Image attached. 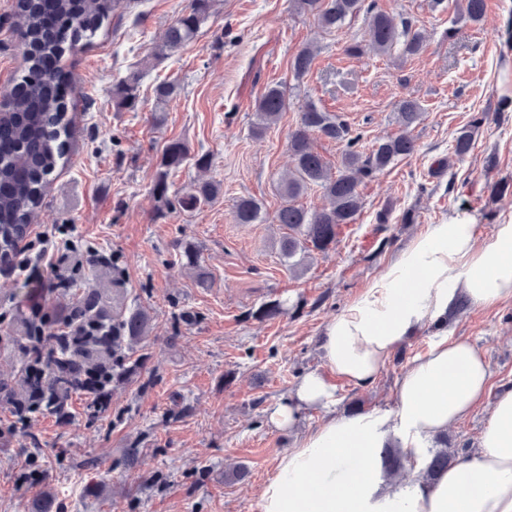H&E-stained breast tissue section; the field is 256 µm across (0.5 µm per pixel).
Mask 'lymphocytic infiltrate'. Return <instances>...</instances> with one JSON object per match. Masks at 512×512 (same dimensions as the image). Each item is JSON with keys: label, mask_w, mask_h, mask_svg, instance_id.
<instances>
[{"label": "lymphocytic infiltrate", "mask_w": 512, "mask_h": 512, "mask_svg": "<svg viewBox=\"0 0 512 512\" xmlns=\"http://www.w3.org/2000/svg\"><path fill=\"white\" fill-rule=\"evenodd\" d=\"M111 266L108 254L85 255L72 243L49 244L44 234L12 247L0 254V272H25L37 283L47 284L50 292L70 291L77 285V276L86 263ZM31 319L26 328L31 337L27 346L25 377L34 373L53 371L57 377L67 380L69 388L55 393L56 415L61 423H69L73 413L69 409L72 395L80 394L90 400L89 407L101 412L109 405L111 368L91 373L81 369L72 359V352L95 351L103 355L112 353V325L106 318L90 319L88 314L74 304L61 306L55 313L45 311L39 301L30 304Z\"/></svg>", "instance_id": "f902f5d3"}]
</instances>
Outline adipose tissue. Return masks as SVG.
<instances>
[{"label": "adipose tissue", "instance_id": "ef3b65f1", "mask_svg": "<svg viewBox=\"0 0 512 512\" xmlns=\"http://www.w3.org/2000/svg\"><path fill=\"white\" fill-rule=\"evenodd\" d=\"M460 299L480 307L512 301V219L483 241L464 212L427 225L327 324L323 367L305 374L269 421L292 428L309 407L327 418L280 457L261 512H512L511 391L493 403L476 455L411 489L382 476L381 449L419 454L487 398L486 360L448 333V311ZM430 327L434 337L404 371L395 409L334 414L337 381L372 384L398 347Z\"/></svg>", "mask_w": 512, "mask_h": 512}]
</instances>
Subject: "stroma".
Wrapping results in <instances>:
<instances>
[{
  "instance_id": "obj_1",
  "label": "stroma",
  "mask_w": 512,
  "mask_h": 512,
  "mask_svg": "<svg viewBox=\"0 0 512 512\" xmlns=\"http://www.w3.org/2000/svg\"><path fill=\"white\" fill-rule=\"evenodd\" d=\"M394 19L425 30V50L412 58L366 51L344 54V42L363 38L364 15L341 31L318 27L289 0H214L213 14L197 37L168 58L153 60L154 46L188 0H135L64 64L72 82L68 153L51 177L27 234L67 236L84 251L118 256L126 280L113 284L109 268H87L84 288L115 287L114 305L148 315V332L127 352L144 361L140 376L113 384L104 413L86 414L87 399H72L75 419L33 418L10 434L0 407V512H34L44 495L61 512H260L259 493L281 455L325 413L306 408L295 427L279 430L268 414L285 401L301 377L322 366L321 336L343 308L379 278L397 253L427 225L461 211L478 219L480 235L512 215V193L490 197L487 185L512 180V108L499 111L512 48L495 31L512 15V0H486L481 25L458 21L459 0H376ZM15 0H0V106L25 69L14 27ZM459 33H442L450 24ZM318 46L311 70L295 77L290 60L305 42ZM143 69L136 109L115 111L112 89ZM179 83L180 93L157 106L156 80ZM281 85L288 110L263 134L252 126L265 87ZM413 99L423 115L413 126L415 153L363 183L364 207L342 226L336 246L307 254L289 268L279 251L282 226L274 216L277 186L288 169V131L298 109L314 101L363 135L364 147L399 131L397 105ZM488 118L475 133L471 154L444 175L433 169L457 132L479 113ZM187 144L189 156L168 177L169 193L196 182L219 183V195L191 213L158 207L154 177L166 146ZM208 167H199L198 155ZM498 166L484 167L488 155ZM257 200L259 224L233 219L239 198ZM389 209L388 223L376 220ZM413 211L416 221L402 215ZM198 254L186 264L185 248ZM208 274L199 283L197 270ZM35 289L26 275H0V382L23 391L22 321ZM272 300L283 307L273 319L255 318ZM189 311L171 340L175 316ZM448 331L469 339L487 359L490 399L512 391V302L452 311ZM423 331L398 349L378 379L365 387L336 384V411L361 401L364 411L391 410L411 359L431 341ZM490 417L489 406L451 425L448 446L458 457L475 454ZM138 447L128 467L130 447ZM246 476L235 479V466Z\"/></svg>"
}]
</instances>
